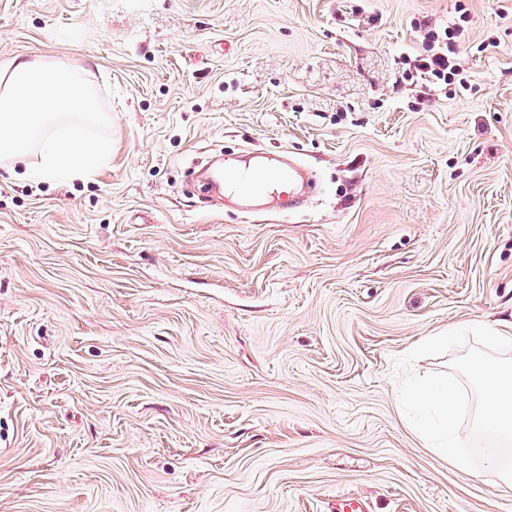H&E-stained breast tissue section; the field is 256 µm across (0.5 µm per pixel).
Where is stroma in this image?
<instances>
[{
	"label": "stroma",
	"instance_id": "obj_1",
	"mask_svg": "<svg viewBox=\"0 0 512 512\" xmlns=\"http://www.w3.org/2000/svg\"><path fill=\"white\" fill-rule=\"evenodd\" d=\"M463 72L406 78L419 24ZM112 147L0 159V512H512L407 420L395 362L512 322V0H0ZM291 152L303 207L208 202Z\"/></svg>",
	"mask_w": 512,
	"mask_h": 512
}]
</instances>
